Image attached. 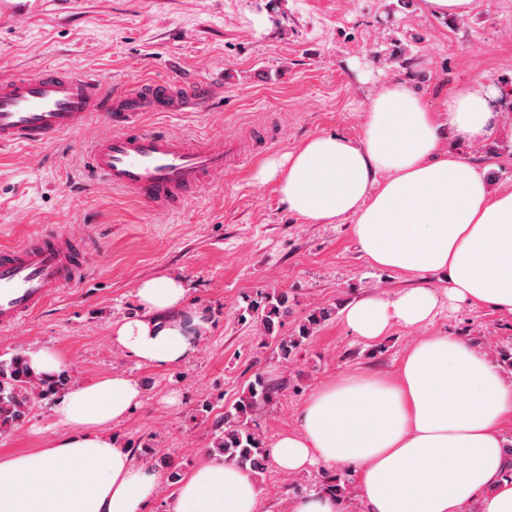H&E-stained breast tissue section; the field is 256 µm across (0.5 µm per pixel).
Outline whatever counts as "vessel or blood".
<instances>
[{
    "label": "vessel or blood",
    "mask_w": 512,
    "mask_h": 512,
    "mask_svg": "<svg viewBox=\"0 0 512 512\" xmlns=\"http://www.w3.org/2000/svg\"><path fill=\"white\" fill-rule=\"evenodd\" d=\"M186 94L170 81H144L114 92L96 70L1 75L0 145L49 143L83 130L93 113H106L117 130L95 138L85 176L135 196L158 213L171 214L221 181L225 167L239 155L232 141L200 143L131 125L140 112L178 111ZM91 250L88 236L61 228L1 246L0 329L17 327L61 290L82 285Z\"/></svg>",
    "instance_id": "obj_1"
}]
</instances>
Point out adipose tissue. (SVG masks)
<instances>
[{"label": "adipose tissue", "mask_w": 512, "mask_h": 512, "mask_svg": "<svg viewBox=\"0 0 512 512\" xmlns=\"http://www.w3.org/2000/svg\"><path fill=\"white\" fill-rule=\"evenodd\" d=\"M476 143L494 131L481 80L430 103L407 81L371 100L360 139L319 135L262 160L255 177L276 181L284 209L309 224L354 217L353 236L373 265L406 274L448 273L449 304L512 319V191H491L487 171L442 145L443 130ZM178 275L140 281L142 316L117 323L112 342L155 368L189 359L191 322ZM438 304L429 288L368 296L343 313L352 334L376 340L414 328ZM139 383L112 375L72 387L56 401L64 428L51 447L0 456V512H150L160 474L135 463L108 425L141 403ZM512 420V384L464 339L414 344L395 377L351 374L311 394L296 431L279 435L270 458L282 472L319 464L358 473L365 512H512V457L501 434ZM253 478L213 457L185 476L174 512H259Z\"/></svg>", "instance_id": "ef3b65f1"}]
</instances>
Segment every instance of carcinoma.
I'll return each mask as SVG.
<instances>
[{
  "label": "carcinoma",
  "mask_w": 512,
  "mask_h": 512,
  "mask_svg": "<svg viewBox=\"0 0 512 512\" xmlns=\"http://www.w3.org/2000/svg\"><path fill=\"white\" fill-rule=\"evenodd\" d=\"M288 293L268 292L262 300L251 304L249 315L261 330V335L275 343L277 355L287 362L296 350L308 342L314 333L335 316V309L322 307L313 310L289 336L280 335L283 318L288 316ZM65 373L44 377L35 373L25 355L17 354L0 360V431L18 425L29 413L37 396H46L65 388ZM275 387L257 376L249 383L232 406L224 413V425L218 427L207 449L209 456H222L253 476L266 470L268 454L262 436L246 426L257 404L272 399Z\"/></svg>",
  "instance_id": "carcinoma-1"
}]
</instances>
